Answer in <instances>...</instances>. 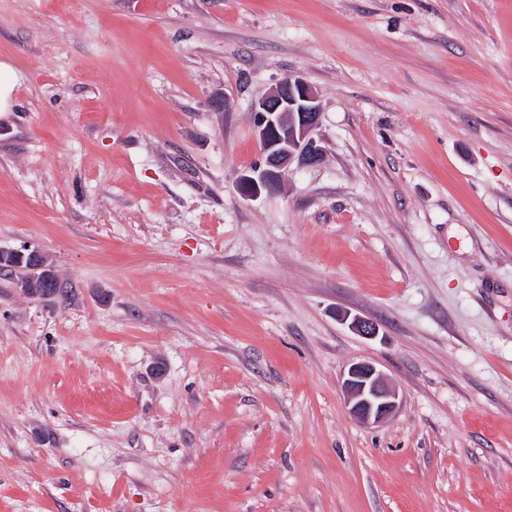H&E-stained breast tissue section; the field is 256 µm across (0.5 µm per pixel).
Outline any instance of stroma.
<instances>
[{
    "instance_id": "stroma-1",
    "label": "stroma",
    "mask_w": 512,
    "mask_h": 512,
    "mask_svg": "<svg viewBox=\"0 0 512 512\" xmlns=\"http://www.w3.org/2000/svg\"><path fill=\"white\" fill-rule=\"evenodd\" d=\"M0 61V249L72 289L0 271V512H512V0H0ZM287 74L324 158L249 197ZM18 82V75L13 67L0 62V112L11 111L13 92ZM7 256L12 259L10 262H5ZM0 268L10 270L16 287L31 297L51 301L58 296L61 283L46 256L38 248L24 245L20 249L0 250ZM40 278H46V288L39 291L31 289L30 285ZM63 292L61 288L60 295ZM339 317L343 323L348 324L353 332L364 339L373 340L378 336L379 329L377 325L367 318L358 315L351 317L348 312L340 313ZM342 389L349 413L364 425L383 422L398 405L397 390L370 361L349 365L343 373Z\"/></svg>"
}]
</instances>
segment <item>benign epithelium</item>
<instances>
[{
	"label": "benign epithelium",
	"mask_w": 512,
	"mask_h": 512,
	"mask_svg": "<svg viewBox=\"0 0 512 512\" xmlns=\"http://www.w3.org/2000/svg\"><path fill=\"white\" fill-rule=\"evenodd\" d=\"M320 116L318 93L294 74L285 75L255 103L253 130L262 161L240 177L246 195L277 190L282 172L294 163L310 167L322 161L323 150L312 137ZM0 268L11 271L16 287L31 297L51 301L58 296L61 283L46 256L35 247L0 250ZM340 320L364 339L378 336L377 325L367 318L344 312ZM342 389L349 413L364 425L383 422L398 405L397 390L370 361L349 365L343 373Z\"/></svg>",
	"instance_id": "1"
}]
</instances>
